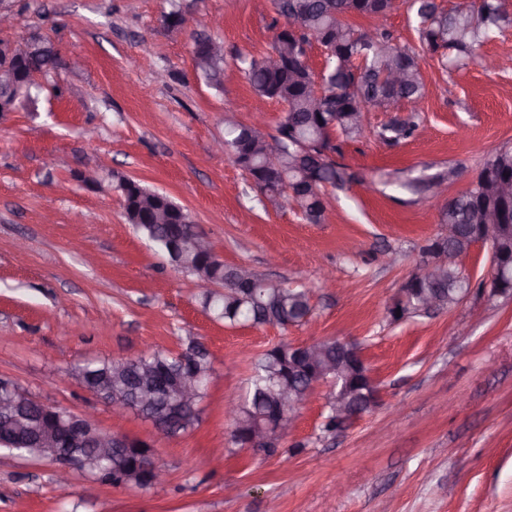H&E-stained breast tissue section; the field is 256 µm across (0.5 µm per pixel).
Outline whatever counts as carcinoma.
Instances as JSON below:
<instances>
[{
  "label": "carcinoma",
  "instance_id": "obj_1",
  "mask_svg": "<svg viewBox=\"0 0 512 512\" xmlns=\"http://www.w3.org/2000/svg\"><path fill=\"white\" fill-rule=\"evenodd\" d=\"M396 0H274L277 14L286 18L297 14L296 23L300 33L288 41L273 39L270 51L288 56L305 53L304 46L323 44L331 52V68L324 74V96L314 103L311 96L313 73L306 67L295 72L287 69L272 70L261 59L250 57L245 74L253 92L261 97L275 99L286 107L288 118L277 128L275 141L283 144L280 155V170L265 169L263 157L250 150L253 142L250 126L238 121L224 122V151L233 161L242 158L244 169L262 179L267 196L274 204L284 197L286 186L308 185L306 173L315 175V190L298 193L297 204L304 218L311 224L325 220L326 206L322 203L326 186L344 185L355 180V175L336 160L322 156L307 155L301 159L294 154L293 144H319L321 147L340 152V145L331 144L335 137L344 142L355 141L364 133L361 109L380 107L382 100H407L417 104L425 95L419 54L409 48L390 45L389 36L383 31L374 34L361 32L346 21L349 16L373 17L386 15L395 6ZM419 19L417 31L420 45L433 54L445 55L456 52L453 64L465 66L480 56L482 46L496 31L512 25V14L504 0H473L464 6L458 5L447 11L438 7L435 0H412ZM399 70L409 74V79L398 85L388 82V75ZM418 124L410 119L403 123L382 126L379 135L386 141L398 142L413 136ZM448 178L439 173L429 180H411L405 187L414 195L428 192L435 184ZM512 181V148H502L487 160L480 169L471 187L463 194L448 200V207L440 212V223L453 225L451 235H438L422 249V257H438L448 251L458 256L470 250L472 224L512 225V198L503 199L495 195L489 185L501 180ZM117 191L130 223L149 241L161 250H167L174 237L182 238V249L177 256V267L196 279L207 278L224 283L220 290H206L202 294L203 307L215 319L229 325L251 324L260 326L270 323L269 316L286 328L308 322L312 315L310 293L304 289L285 288L270 283L258 276L244 286L233 276L234 266L227 265L216 257H205L192 246L194 231L184 219H190L188 211H182L168 196H158L139 182L121 177ZM163 206L171 214V221L156 224L151 221L153 211ZM498 244V265L491 266L489 284L499 293L512 292V230L505 228L495 239ZM433 278L408 280L403 289L408 291L410 301L396 302L387 309L395 319L397 313L417 310L418 304L428 295L434 296L440 308L452 307L460 301V295L471 288L470 280L464 276L459 265L452 267L441 261L435 265ZM293 358L289 345L281 343L251 360L252 372L248 381L247 396L237 402L239 414L247 417L255 429L266 425L268 417L277 410L288 411V405L279 402L277 390L281 380L291 379L296 399L310 393L318 380L315 368L302 364L288 375V360ZM149 368L171 381L192 372H205L209 378L212 362L208 350L195 339L188 340L178 353L159 350L149 351L124 361H100L92 363L93 376L88 384L97 379L112 389V395H121L134 401L138 389L147 386L141 371ZM347 389L352 401L368 409L367 403L376 391L369 380L350 382ZM201 409L186 414L176 427L166 431L174 436L193 429L199 422ZM112 469L135 475L130 487L149 491L153 485L142 461L135 456L112 460Z\"/></svg>",
  "mask_w": 512,
  "mask_h": 512
}]
</instances>
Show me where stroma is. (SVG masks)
Instances as JSON below:
<instances>
[{
  "label": "stroma",
  "instance_id": "35a3bbf8",
  "mask_svg": "<svg viewBox=\"0 0 512 512\" xmlns=\"http://www.w3.org/2000/svg\"><path fill=\"white\" fill-rule=\"evenodd\" d=\"M15 20L0 42L40 33L63 62L32 102L0 114V377L34 398L95 412L102 430L152 441L166 482L147 492L74 473L67 497L55 464L0 449V512H512V298L480 282L490 247L462 267L472 282L456 306L391 320L421 250L444 232V201L405 180L456 168L442 191H466L484 162L512 147V28L457 70L421 52L426 97L414 137L379 131L409 117L365 114L362 138L341 161L357 176L327 188L322 224L279 208L228 155L215 152L224 106L240 122L262 115L273 137L282 103L257 96L244 57L266 53L273 0H8ZM193 16L169 32L172 6ZM358 29L388 30L419 50L405 0ZM224 44L218 80L197 72L198 37ZM97 169L91 188L79 175ZM138 180L188 209L217 255L285 286L311 291L313 320L283 328L228 326L197 299L193 276L172 267L130 224L114 189ZM197 339L213 374L194 430L155 436L135 413L114 420L106 403L69 378L72 366L144 349L179 352ZM357 342L379 401L348 430L324 433L327 385L310 393L271 456L230 448L224 400L244 394L252 356L280 343Z\"/></svg>",
  "mask_w": 512,
  "mask_h": 512
}]
</instances>
